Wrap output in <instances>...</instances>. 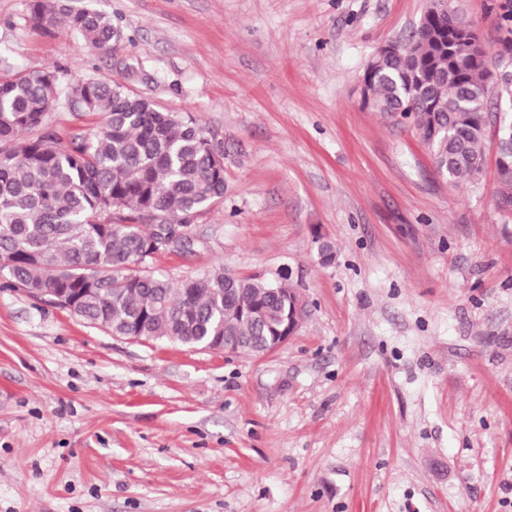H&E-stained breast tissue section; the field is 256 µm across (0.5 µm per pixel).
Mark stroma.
Listing matches in <instances>:
<instances>
[{
  "label": "stroma",
  "instance_id": "1",
  "mask_svg": "<svg viewBox=\"0 0 512 512\" xmlns=\"http://www.w3.org/2000/svg\"><path fill=\"white\" fill-rule=\"evenodd\" d=\"M111 53L0 0V75L118 81L196 118L224 201L146 268L283 278L264 355L112 336L0 288V512H512V217L364 104L432 0H93ZM488 53L490 0H449ZM333 243L328 265L317 239Z\"/></svg>",
  "mask_w": 512,
  "mask_h": 512
}]
</instances>
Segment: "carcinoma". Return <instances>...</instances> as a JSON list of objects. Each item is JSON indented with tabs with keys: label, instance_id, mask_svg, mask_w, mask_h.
Masks as SVG:
<instances>
[{
	"label": "carcinoma",
	"instance_id": "carcinoma-1",
	"mask_svg": "<svg viewBox=\"0 0 512 512\" xmlns=\"http://www.w3.org/2000/svg\"><path fill=\"white\" fill-rule=\"evenodd\" d=\"M512 56V0L492 4ZM407 53L372 78V108L411 123L441 175L479 180L496 101H512V78L493 80L480 33L456 10L430 16ZM29 19L59 23L109 53L122 38L112 17L68 0H29ZM65 96L89 118L65 134L47 117ZM495 200L512 211V131L501 132ZM194 118L157 108L119 82L67 78L62 69L0 78V274L5 285L57 294L79 290L76 315L114 336L202 347L216 336L274 343L292 322L296 295L280 281L238 277L221 265L172 282L134 267L156 254L151 225L190 224L224 201V151L207 148Z\"/></svg>",
	"mask_w": 512,
	"mask_h": 512
}]
</instances>
